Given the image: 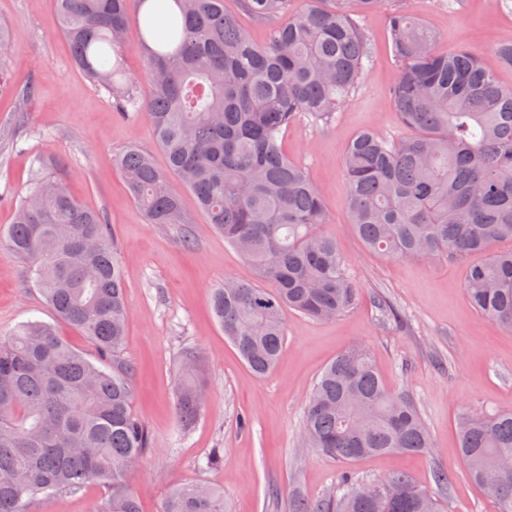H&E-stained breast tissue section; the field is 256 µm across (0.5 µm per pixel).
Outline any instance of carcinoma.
I'll return each instance as SVG.
<instances>
[{
	"mask_svg": "<svg viewBox=\"0 0 512 512\" xmlns=\"http://www.w3.org/2000/svg\"><path fill=\"white\" fill-rule=\"evenodd\" d=\"M143 0H53L77 68L112 94V107L151 122L167 171L129 147L117 160L128 192L149 224L182 225V194L196 198L206 222L251 264L256 283L224 281L212 311L249 368L266 375L285 338L284 309L314 319L350 308L359 289L346 272L322 200L281 137L304 117L324 123L348 103L373 62L361 23L387 15L396 74L393 104L410 134L393 143L357 133L344 156L351 226L377 253L399 260L460 259L512 242V89L465 49L438 52L435 34L406 0H238L271 25L268 42L251 41L224 0H174L165 38L151 19L131 13ZM146 59L149 98L123 72L131 21ZM11 250L32 266L36 288L57 319L94 345L98 366L51 324L29 322L0 336V512H26L38 493L109 488L95 512H141L130 474L152 439L131 411L133 370L119 358L125 336L124 281L101 213L47 175L18 198L8 230ZM472 306L512 334V250L469 268ZM202 388L180 393L181 429L200 416ZM303 437L338 462L432 448L405 395L384 384L366 347L336 356L307 400ZM459 448L466 476L499 512H512V471L490 491L484 473L512 458V411L466 415ZM399 484L404 499L354 495L361 481L343 474L342 494L298 495L292 512H441V504L405 474L367 482ZM161 512H224V491L186 483Z\"/></svg>",
	"mask_w": 512,
	"mask_h": 512,
	"instance_id": "1",
	"label": "carcinoma"
}]
</instances>
